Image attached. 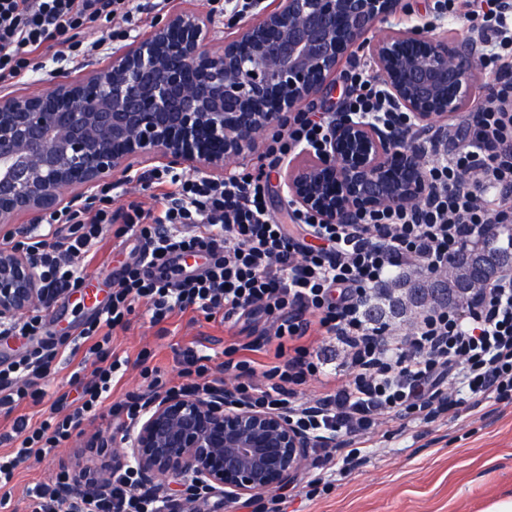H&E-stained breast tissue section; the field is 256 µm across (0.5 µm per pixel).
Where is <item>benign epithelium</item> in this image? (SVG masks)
<instances>
[{
	"mask_svg": "<svg viewBox=\"0 0 512 512\" xmlns=\"http://www.w3.org/2000/svg\"><path fill=\"white\" fill-rule=\"evenodd\" d=\"M400 0H278L272 10L210 47L208 19L178 12L112 54L109 65L50 95L0 97V224L20 213L35 222L72 207L78 195L127 177L132 161L224 178V161L252 151L328 91L355 48L373 59L394 112L441 130L481 81L480 50L418 29L371 42L376 22ZM424 144L350 112L330 118L322 149L297 154L283 176L291 205L322 224H356L362 214L401 208L432 192ZM53 300L40 269L18 250H0V322ZM317 440L285 415L254 408L231 384L207 397L150 395L126 429L124 447L94 448L99 465L58 488L65 499L105 491L117 469L133 468L166 508L288 485ZM176 481L180 498L158 487Z\"/></svg>",
	"mask_w": 512,
	"mask_h": 512,
	"instance_id": "1",
	"label": "benign epithelium"
}]
</instances>
